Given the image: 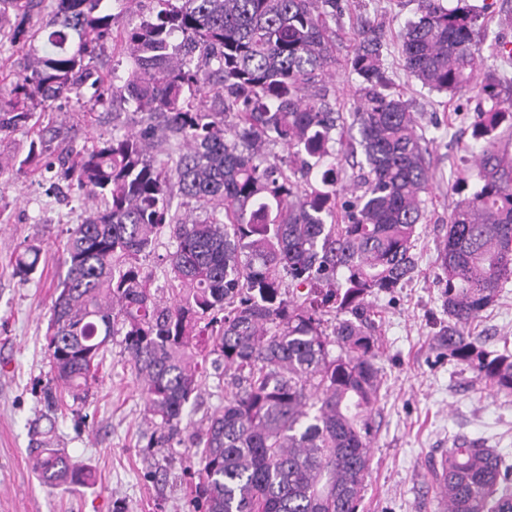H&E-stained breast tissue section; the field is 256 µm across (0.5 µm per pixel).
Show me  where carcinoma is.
<instances>
[{
  "instance_id": "carcinoma-1",
  "label": "carcinoma",
  "mask_w": 512,
  "mask_h": 512,
  "mask_svg": "<svg viewBox=\"0 0 512 512\" xmlns=\"http://www.w3.org/2000/svg\"><path fill=\"white\" fill-rule=\"evenodd\" d=\"M102 0H0V33L22 54L0 96V134L30 142L17 171L39 165L41 112L62 98L105 102L95 51L120 30L129 67L112 86L138 129L112 128L55 165L91 202L68 229L50 309L46 397L83 405L116 337L144 395L149 448L184 444L202 378L224 377V407L193 434L195 512H357L369 473L380 397L370 298L412 278L432 180L409 105L388 93L384 43L358 36L357 129L366 166L336 223L339 117L327 77L336 65L327 16L341 0H149L118 26ZM469 0H419L400 31L407 75L431 92H474L475 181L462 178L439 254L448 326L439 345L491 387L512 393V352L487 350L468 328L512 281V159L493 150L512 130V80L478 78L481 15ZM92 90L86 94V90ZM288 161L266 156L271 145ZM204 218L178 220L172 191ZM175 250L171 297L141 260L164 229ZM42 247L17 252L13 275L33 279ZM33 462L42 483L83 485V470L44 430ZM446 512H512L509 467L477 440L448 454Z\"/></svg>"
}]
</instances>
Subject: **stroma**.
<instances>
[{"label": "stroma", "mask_w": 512, "mask_h": 512, "mask_svg": "<svg viewBox=\"0 0 512 512\" xmlns=\"http://www.w3.org/2000/svg\"><path fill=\"white\" fill-rule=\"evenodd\" d=\"M416 9L417 0H343L342 13L330 23L338 59L331 85L341 116L331 143L340 185L337 208L351 200L352 179L363 159L351 150L349 129L359 90L347 61L365 25L379 26L384 34L390 91L408 101L418 116L434 174L425 196V230L415 247L414 276L393 292L379 294L372 305L382 388L358 512H443L431 470L459 439L481 440L512 465V393L477 380L438 345V331L448 320L438 252L457 200L455 183L467 175L468 162L479 150L470 127L477 100L470 94H438L407 78L398 35ZM132 111L118 99L82 116L66 102L61 111L46 113L43 122L64 126L68 141L79 146L88 132L130 127ZM86 209L54 174L0 175V512H190L193 450L177 448L166 460L148 447L153 425L118 348L107 352L81 410L62 403L51 408L44 399L49 379L45 331L57 295L62 247L68 229L81 223ZM27 243L42 246L44 269L23 285L13 277L10 259ZM469 333L490 349L512 347V282ZM49 420L59 448L90 473L88 483L71 488L41 483L31 447L35 428Z\"/></svg>", "instance_id": "stroma-1"}]
</instances>
